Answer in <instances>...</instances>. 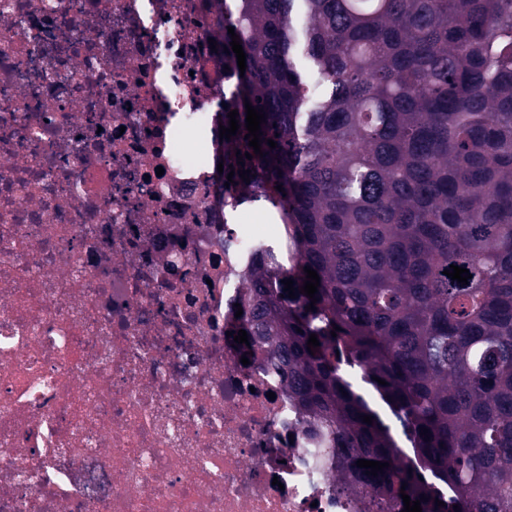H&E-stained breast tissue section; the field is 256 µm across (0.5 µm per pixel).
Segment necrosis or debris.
<instances>
[{
    "label": "necrosis or debris",
    "instance_id": "4bbe7bcc",
    "mask_svg": "<svg viewBox=\"0 0 512 512\" xmlns=\"http://www.w3.org/2000/svg\"><path fill=\"white\" fill-rule=\"evenodd\" d=\"M213 0H0V512H405L338 481L267 348L210 158Z\"/></svg>",
    "mask_w": 512,
    "mask_h": 512
}]
</instances>
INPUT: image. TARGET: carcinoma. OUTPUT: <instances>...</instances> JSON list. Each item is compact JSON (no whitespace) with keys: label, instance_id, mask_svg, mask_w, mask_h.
<instances>
[{"label":"carcinoma","instance_id":"obj_1","mask_svg":"<svg viewBox=\"0 0 512 512\" xmlns=\"http://www.w3.org/2000/svg\"><path fill=\"white\" fill-rule=\"evenodd\" d=\"M219 10L223 46L232 27L246 54L242 73L228 51L222 125L236 109L240 128L223 170L251 171V198L286 224L292 253L283 274L253 268L252 342L273 347L302 418L389 463L361 469L374 496L403 489L422 512H448L421 467L455 490L459 512H512V0ZM246 100L265 114L261 157L245 139ZM452 265L468 284L443 274ZM306 266L320 277L315 303L300 292ZM344 365L379 393L418 467L394 465L391 428Z\"/></svg>","mask_w":512,"mask_h":512}]
</instances>
